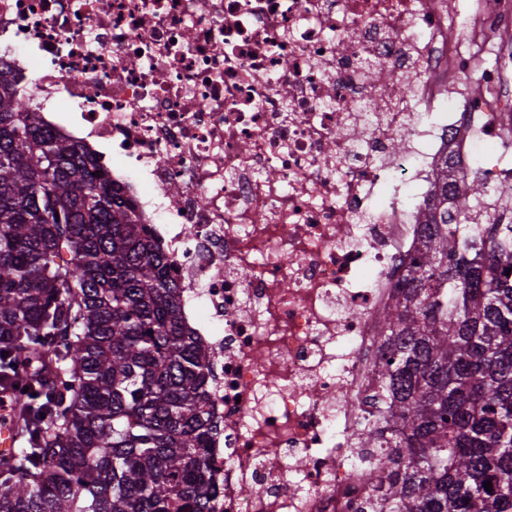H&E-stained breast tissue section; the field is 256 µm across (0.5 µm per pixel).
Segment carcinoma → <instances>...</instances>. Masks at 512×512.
Wrapping results in <instances>:
<instances>
[{
	"label": "carcinoma",
	"mask_w": 512,
	"mask_h": 512,
	"mask_svg": "<svg viewBox=\"0 0 512 512\" xmlns=\"http://www.w3.org/2000/svg\"><path fill=\"white\" fill-rule=\"evenodd\" d=\"M30 112L1 69L0 367L28 447L0 457V512H211V351L120 186ZM459 165L377 313L391 432L357 439L387 512H512V187Z\"/></svg>",
	"instance_id": "carcinoma-1"
}]
</instances>
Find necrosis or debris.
Listing matches in <instances>:
<instances>
[{
    "mask_svg": "<svg viewBox=\"0 0 512 512\" xmlns=\"http://www.w3.org/2000/svg\"><path fill=\"white\" fill-rule=\"evenodd\" d=\"M511 20L512 0H0V68L135 202L215 351L213 512L378 501L354 453L381 408L376 314L438 157L476 165L512 125ZM465 44L495 63L462 101Z\"/></svg>",
    "mask_w": 512,
    "mask_h": 512,
    "instance_id": "1",
    "label": "necrosis or debris"
}]
</instances>
